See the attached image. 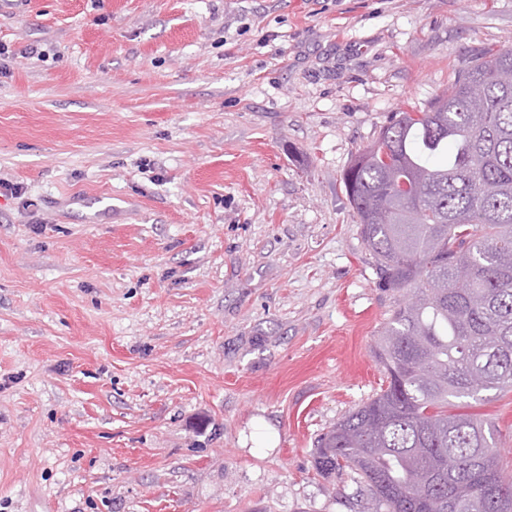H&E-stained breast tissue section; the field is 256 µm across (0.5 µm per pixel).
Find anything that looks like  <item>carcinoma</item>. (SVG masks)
Segmentation results:
<instances>
[{"label":"carcinoma","mask_w":512,"mask_h":512,"mask_svg":"<svg viewBox=\"0 0 512 512\" xmlns=\"http://www.w3.org/2000/svg\"><path fill=\"white\" fill-rule=\"evenodd\" d=\"M342 182L377 286L412 297L372 347L387 386L318 438L317 469H350L384 512H512L494 429L453 403L512 390V46L392 113Z\"/></svg>","instance_id":"cac0c4a2"}]
</instances>
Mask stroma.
<instances>
[{"label":"stroma","instance_id":"stroma-1","mask_svg":"<svg viewBox=\"0 0 512 512\" xmlns=\"http://www.w3.org/2000/svg\"><path fill=\"white\" fill-rule=\"evenodd\" d=\"M0 42V512H369L313 456L399 299L341 177L512 0H8ZM469 411L512 476V391Z\"/></svg>","mask_w":512,"mask_h":512}]
</instances>
